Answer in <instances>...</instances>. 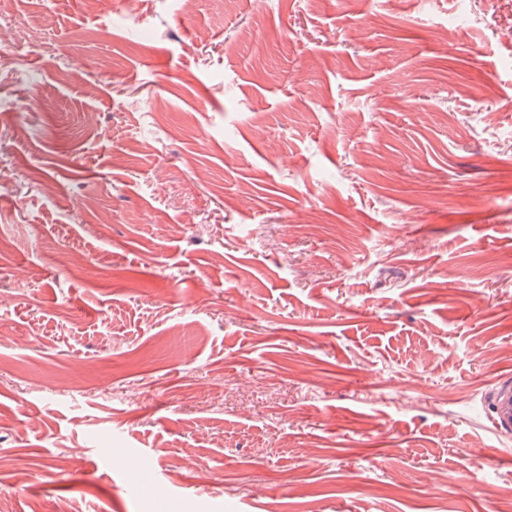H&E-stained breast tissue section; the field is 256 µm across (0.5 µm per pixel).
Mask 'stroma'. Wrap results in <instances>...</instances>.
<instances>
[{"instance_id": "stroma-1", "label": "stroma", "mask_w": 512, "mask_h": 512, "mask_svg": "<svg viewBox=\"0 0 512 512\" xmlns=\"http://www.w3.org/2000/svg\"><path fill=\"white\" fill-rule=\"evenodd\" d=\"M1 43L0 512H500L512 0H15ZM491 404L496 410V423L500 428L511 429V420L504 408L512 402V386L502 385L491 393Z\"/></svg>"}]
</instances>
